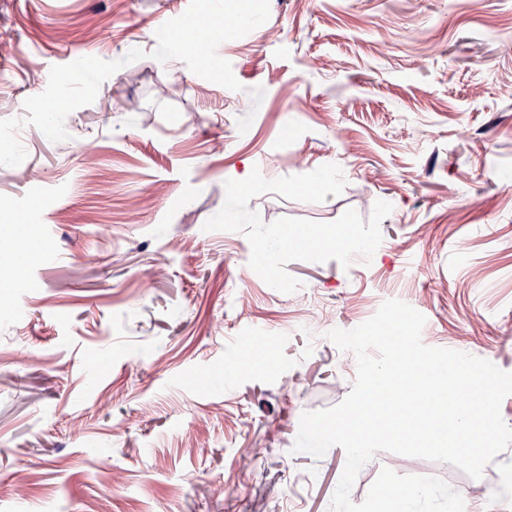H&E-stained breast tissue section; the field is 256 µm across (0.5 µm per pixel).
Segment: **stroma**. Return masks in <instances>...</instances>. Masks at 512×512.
Here are the masks:
<instances>
[{
	"label": "stroma",
	"instance_id": "35a3bbf8",
	"mask_svg": "<svg viewBox=\"0 0 512 512\" xmlns=\"http://www.w3.org/2000/svg\"><path fill=\"white\" fill-rule=\"evenodd\" d=\"M188 5L0 0V119L24 115L52 66L146 53L67 116V140L22 127L25 160L0 166V268L15 272L0 287V512H331L346 454L294 451L300 418L352 389L355 358L328 331L388 299L425 316L424 344L512 372V0H270L267 22L218 48L238 91L152 58ZM326 164L340 194L248 207L332 222L388 202L370 262H289L302 286L284 294L243 234L204 231L226 180ZM256 336L262 364H235ZM385 467L481 512L511 505L512 453L473 479L380 451L352 502Z\"/></svg>",
	"mask_w": 512,
	"mask_h": 512
}]
</instances>
